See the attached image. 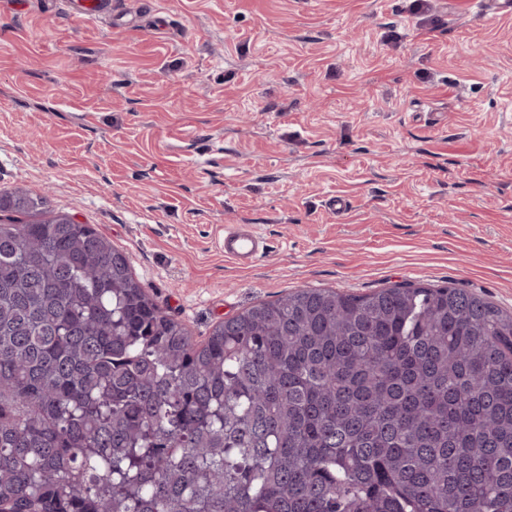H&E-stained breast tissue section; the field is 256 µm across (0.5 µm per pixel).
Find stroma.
<instances>
[{"label": "stroma", "instance_id": "1", "mask_svg": "<svg viewBox=\"0 0 512 512\" xmlns=\"http://www.w3.org/2000/svg\"><path fill=\"white\" fill-rule=\"evenodd\" d=\"M477 2L0 0V191L108 236L197 342L301 287L512 313V14ZM224 256L240 267H250L267 253L264 238L250 224L224 227Z\"/></svg>", "mask_w": 512, "mask_h": 512}]
</instances>
